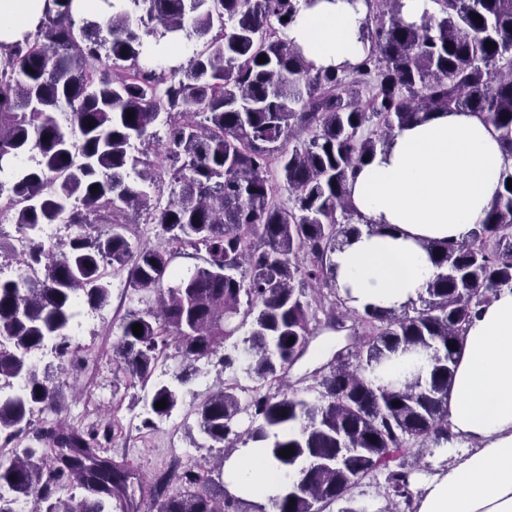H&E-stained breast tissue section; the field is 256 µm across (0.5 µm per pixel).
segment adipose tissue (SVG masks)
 <instances>
[{
	"instance_id": "obj_1",
	"label": "adipose tissue",
	"mask_w": 512,
	"mask_h": 512,
	"mask_svg": "<svg viewBox=\"0 0 512 512\" xmlns=\"http://www.w3.org/2000/svg\"><path fill=\"white\" fill-rule=\"evenodd\" d=\"M45 0H0V41L36 25ZM362 0H314L288 28L289 39L316 67L358 61ZM505 156L493 128L472 112L438 113L396 130L350 184L366 228L332 256L347 306L400 310L418 302L437 269L424 244L462 242L489 211ZM391 225L393 234L368 232ZM448 422L473 449L452 458L425 483L414 512H512V289L504 288L469 324L463 338ZM288 474L260 448H242L224 463L227 489L267 501Z\"/></svg>"
}]
</instances>
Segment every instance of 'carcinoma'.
<instances>
[{"instance_id":"obj_1","label":"carcinoma","mask_w":512,"mask_h":512,"mask_svg":"<svg viewBox=\"0 0 512 512\" xmlns=\"http://www.w3.org/2000/svg\"><path fill=\"white\" fill-rule=\"evenodd\" d=\"M314 2L103 0L102 18L78 20L73 0H46L35 29L0 42V187L9 184L16 233L31 243L18 256L0 235V262L23 269L0 279V489L33 499L32 512H327L342 499L339 512H364L349 494L380 470L385 495L409 505L410 471L390 466L396 454L456 438L448 398L462 338L477 307L512 286V165L467 241L424 243L437 273L419 309L348 308L332 254L360 232L350 181L395 130L477 112L512 158V0H431L418 23L402 0H364L365 53L330 68L288 40ZM148 38L195 50L158 71L142 63ZM166 179L179 191L163 204ZM132 213L158 244L128 236ZM62 216L74 231L65 251L47 252L43 228ZM185 258L197 264L183 270ZM114 279L137 307L113 323V361L126 388H150L152 413L179 406L201 360L255 382L244 401L237 379L224 380L193 414L222 445L220 460L251 445L288 470L267 503L230 493L222 463L146 477L109 455L116 419H56L63 383L32 356L50 343L79 352L71 331L82 307L107 304ZM349 320L362 342L316 370L315 398L285 383L316 333ZM231 339L236 356L221 352ZM171 348L173 380H152ZM399 350L426 354L428 374L373 386L367 374ZM243 414L251 425L240 431Z\"/></svg>"}]
</instances>
